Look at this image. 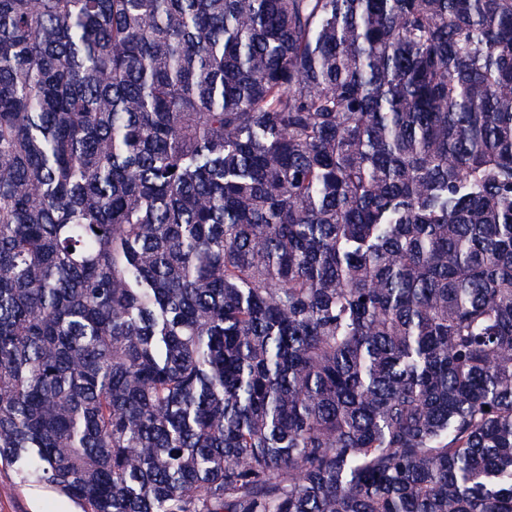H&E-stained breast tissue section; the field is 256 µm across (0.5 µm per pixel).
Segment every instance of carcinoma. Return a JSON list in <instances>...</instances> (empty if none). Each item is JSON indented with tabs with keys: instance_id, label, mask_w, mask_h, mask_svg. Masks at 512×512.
Segmentation results:
<instances>
[{
	"instance_id": "cac0c4a2",
	"label": "carcinoma",
	"mask_w": 512,
	"mask_h": 512,
	"mask_svg": "<svg viewBox=\"0 0 512 512\" xmlns=\"http://www.w3.org/2000/svg\"><path fill=\"white\" fill-rule=\"evenodd\" d=\"M0 460L512 512V0H0Z\"/></svg>"
}]
</instances>
